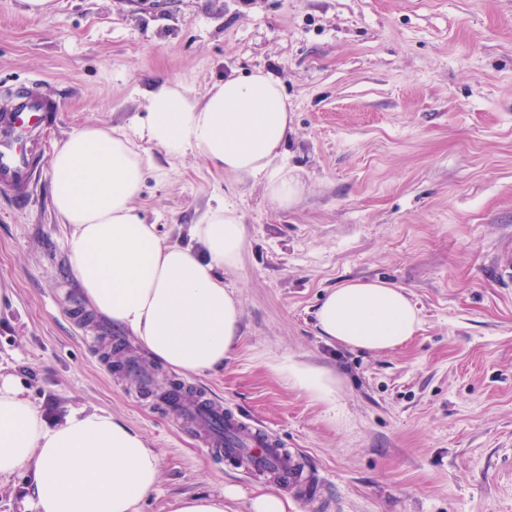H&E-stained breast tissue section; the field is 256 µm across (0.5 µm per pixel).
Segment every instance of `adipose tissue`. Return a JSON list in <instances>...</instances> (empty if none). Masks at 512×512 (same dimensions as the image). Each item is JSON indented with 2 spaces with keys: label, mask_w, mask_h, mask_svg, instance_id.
Segmentation results:
<instances>
[{
  "label": "adipose tissue",
  "mask_w": 512,
  "mask_h": 512,
  "mask_svg": "<svg viewBox=\"0 0 512 512\" xmlns=\"http://www.w3.org/2000/svg\"><path fill=\"white\" fill-rule=\"evenodd\" d=\"M291 116L277 78L256 69L214 84L203 101L164 79L147 99L136 134L88 125L55 144L51 202L69 230L71 270L101 315L127 329L149 358L178 372L222 368L240 337L241 311L223 271L238 269L244 226L225 203L191 236L202 253L160 238L135 206L149 161L141 142L167 153L199 152L217 171L264 185L280 208L302 192L288 174ZM321 336L365 351L398 347L420 318L402 288L349 281L316 311ZM34 468L36 512H139L159 483V459L113 416L80 411L47 427L10 379L0 380V477Z\"/></svg>",
  "instance_id": "1"
}]
</instances>
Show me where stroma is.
<instances>
[{"label":"stroma","instance_id":"stroma-1","mask_svg":"<svg viewBox=\"0 0 512 512\" xmlns=\"http://www.w3.org/2000/svg\"><path fill=\"white\" fill-rule=\"evenodd\" d=\"M32 15L0 0V109L35 87L55 116L23 148L27 186L0 182V375L48 426L86 410L139 432L161 480L140 512L232 488L250 512L266 476L229 466L138 380L137 361L277 435L316 476L292 512H512V288L494 274L512 241V0H54ZM275 74L291 104L288 171L303 191L274 205L261 183L198 152L150 143L137 210L170 243L217 200L246 242L225 273L241 338L222 369L181 374L96 312L74 278L51 206L55 142L89 124L130 128L164 78L196 100L231 75ZM382 280L421 325L401 346L327 343L314 312L331 288ZM326 371L334 394L294 385ZM33 467L0 479V512H33Z\"/></svg>","mask_w":512,"mask_h":512}]
</instances>
